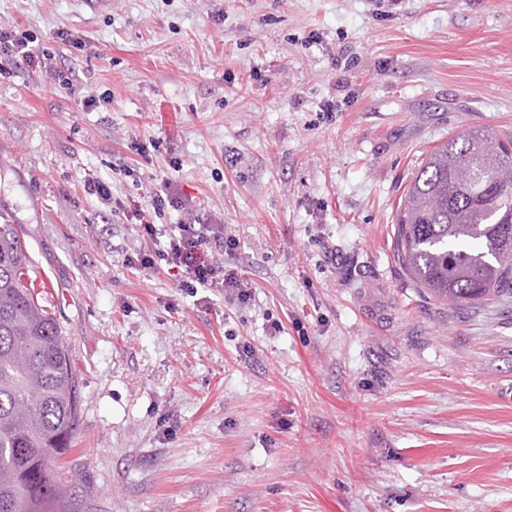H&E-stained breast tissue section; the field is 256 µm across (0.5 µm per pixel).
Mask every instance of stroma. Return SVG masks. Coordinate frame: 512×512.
<instances>
[{
	"label": "stroma",
	"instance_id": "stroma-1",
	"mask_svg": "<svg viewBox=\"0 0 512 512\" xmlns=\"http://www.w3.org/2000/svg\"><path fill=\"white\" fill-rule=\"evenodd\" d=\"M0 22L83 44L57 57L71 91L0 75V213L79 377L77 499L512 512V312L459 317L394 250L427 153L512 132V0H0ZM91 174L122 200L169 180L231 228L250 300L127 267L141 228Z\"/></svg>",
	"mask_w": 512,
	"mask_h": 512
}]
</instances>
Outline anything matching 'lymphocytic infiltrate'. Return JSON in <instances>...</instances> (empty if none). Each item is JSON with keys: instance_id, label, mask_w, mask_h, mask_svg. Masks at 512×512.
<instances>
[{"instance_id": "lymphocytic-infiltrate-1", "label": "lymphocytic infiltrate", "mask_w": 512, "mask_h": 512, "mask_svg": "<svg viewBox=\"0 0 512 512\" xmlns=\"http://www.w3.org/2000/svg\"><path fill=\"white\" fill-rule=\"evenodd\" d=\"M54 58V53L36 49L29 33L8 24L0 25V74L22 63L35 64L49 73L60 89H72L75 81L72 70L58 67ZM84 188L102 205L139 224L150 241V248L126 256L127 266L144 270L164 266L177 270L178 286L190 296L202 288L220 291L230 288L236 291L240 301L249 300L250 291L233 266L238 239L227 233L223 225L203 219L194 205L172 189L170 182H163L147 201L125 202L114 198L111 182L97 177L86 179ZM168 207L183 215L176 233L169 236L154 222Z\"/></svg>"}]
</instances>
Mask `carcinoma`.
<instances>
[{"mask_svg":"<svg viewBox=\"0 0 512 512\" xmlns=\"http://www.w3.org/2000/svg\"><path fill=\"white\" fill-rule=\"evenodd\" d=\"M397 258L418 288L456 309L512 298V134H452L404 189ZM21 226L0 224V512H77L53 468L80 418L59 327L29 285Z\"/></svg>","mask_w":512,"mask_h":512,"instance_id":"carcinoma-1","label":"carcinoma"}]
</instances>
